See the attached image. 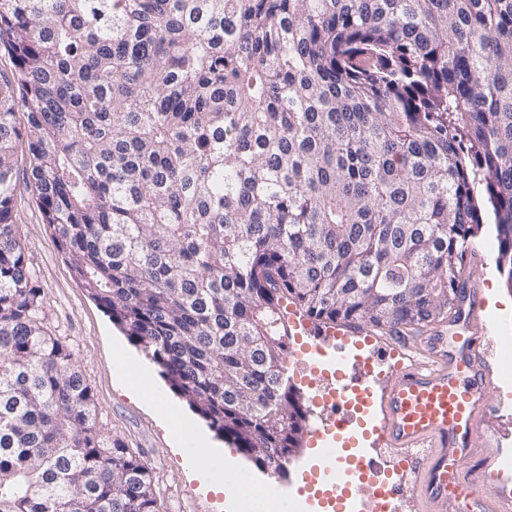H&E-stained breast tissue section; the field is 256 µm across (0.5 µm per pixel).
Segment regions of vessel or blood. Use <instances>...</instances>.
Segmentation results:
<instances>
[{"label": "vessel or blood", "instance_id": "obj_1", "mask_svg": "<svg viewBox=\"0 0 512 512\" xmlns=\"http://www.w3.org/2000/svg\"><path fill=\"white\" fill-rule=\"evenodd\" d=\"M483 305L478 281L466 280L454 318L436 328L434 341L411 346L413 366L389 381L383 392H375L369 382L382 360L375 350L355 361L332 392L338 402L352 389L363 395L365 404L381 399L380 441L403 460L413 459V450L424 449V456L413 460L429 512H443L451 499L461 504L462 512H512V494L485 497L473 489L465 472L478 447L492 445L489 438L478 435L489 411L487 392L491 384L482 346ZM336 419V428L328 430L319 423L312 431L323 460L312 475L318 480L329 477L348 487L359 479L362 468H373L374 463L361 455L347 459L334 448L341 433L339 424L346 416L340 412Z\"/></svg>", "mask_w": 512, "mask_h": 512}]
</instances>
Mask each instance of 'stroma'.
Returning a JSON list of instances; mask_svg holds the SVG:
<instances>
[{"mask_svg": "<svg viewBox=\"0 0 512 512\" xmlns=\"http://www.w3.org/2000/svg\"><path fill=\"white\" fill-rule=\"evenodd\" d=\"M13 221L21 235L25 253L36 271L43 290L42 308L45 322L55 336L71 344L77 364L91 386L97 401L98 421L112 437L136 449L153 471L160 491L164 512H227L225 491L202 487L198 476L213 473L223 476L226 488L244 489L248 498L265 494L267 484L293 489L291 500L271 499L273 512H310L306 497L297 495L305 475L320 462L317 448L303 444L288 465V475L276 480L260 470L254 462L233 447H225L222 455L205 454L201 462H193L196 450L192 442L175 446L167 427L169 411L187 412V405L161 383L163 400L134 396L126 378L146 369L156 371V364L115 326L105 310L94 301L77 281L70 265L62 257L53 234L44 224L31 190L20 189L13 210ZM477 247L484 257L481 265H470L472 278L480 281L483 293L498 292L512 298L506 276L496 267L497 241L493 224H483L477 235ZM285 322L290 329V347L298 354L309 349L320 352L328 362L336 360V338L329 335L325 324L303 316L295 305L285 309ZM488 333L484 350L495 383L491 395L493 411L482 421L481 433L493 434L494 451L476 456L468 465L472 480L488 496H496L502 487L512 488V376L501 373L500 354L504 341L512 342V318L503 320L492 311L484 313ZM413 336L402 337L386 329L360 327L358 335L349 337L347 356L379 349L385 361L375 370L377 383L396 374L405 365L403 352ZM380 408L372 406L360 424L354 425L356 439L352 450L372 452L378 470L393 469L399 463L388 448L378 445L373 432L379 423Z\"/></svg>", "mask_w": 512, "mask_h": 512, "instance_id": "obj_1", "label": "stroma"}]
</instances>
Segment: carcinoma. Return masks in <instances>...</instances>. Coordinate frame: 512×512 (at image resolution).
Returning <instances> with one entry per match:
<instances>
[{
  "label": "carcinoma",
  "instance_id": "1",
  "mask_svg": "<svg viewBox=\"0 0 512 512\" xmlns=\"http://www.w3.org/2000/svg\"><path fill=\"white\" fill-rule=\"evenodd\" d=\"M0 47V512H161L42 317L21 152L82 287L276 477L283 302L420 334L486 214L512 287V0H0Z\"/></svg>",
  "mask_w": 512,
  "mask_h": 512
}]
</instances>
